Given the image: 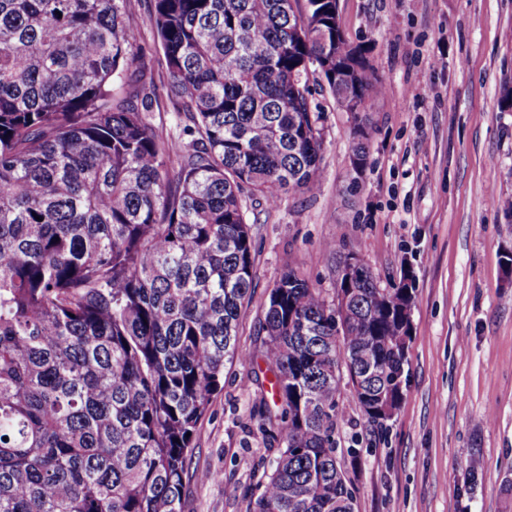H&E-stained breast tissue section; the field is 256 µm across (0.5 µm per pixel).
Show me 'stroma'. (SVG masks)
I'll return each instance as SVG.
<instances>
[{"instance_id":"obj_1","label":"stroma","mask_w":512,"mask_h":512,"mask_svg":"<svg viewBox=\"0 0 512 512\" xmlns=\"http://www.w3.org/2000/svg\"><path fill=\"white\" fill-rule=\"evenodd\" d=\"M132 8L145 74L164 85L152 0ZM338 18L384 87L364 114L368 163L353 170L352 117L313 87L322 182L249 209L255 288L237 328L248 357L225 362L197 425L182 512H250L276 455L260 428L272 401L263 302L290 267L334 294L351 253L380 287L407 267L415 288L407 386L385 428L340 382L336 446L357 512H512V218L488 202L512 196V0H338Z\"/></svg>"}]
</instances>
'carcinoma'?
Listing matches in <instances>:
<instances>
[{"mask_svg":"<svg viewBox=\"0 0 512 512\" xmlns=\"http://www.w3.org/2000/svg\"><path fill=\"white\" fill-rule=\"evenodd\" d=\"M130 2L0 0V512H182L191 433L247 357V201L319 186L310 78L363 112L382 93L336 0H153L191 122L165 138ZM353 135L362 167L369 132ZM341 291L338 312L290 270L263 303L278 448L252 512H355L340 361L370 423L404 395L414 293L365 265Z\"/></svg>","mask_w":512,"mask_h":512,"instance_id":"cac0c4a2","label":"carcinoma"}]
</instances>
